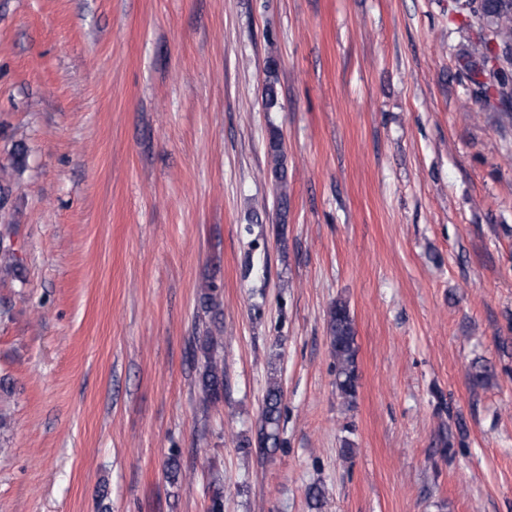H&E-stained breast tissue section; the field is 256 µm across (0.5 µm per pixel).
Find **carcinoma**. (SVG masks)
<instances>
[{
  "label": "carcinoma",
  "mask_w": 512,
  "mask_h": 512,
  "mask_svg": "<svg viewBox=\"0 0 512 512\" xmlns=\"http://www.w3.org/2000/svg\"><path fill=\"white\" fill-rule=\"evenodd\" d=\"M474 17L480 29L491 34L489 41L479 39L463 62L468 78L480 87V74L475 70V65L487 59L491 53L490 43L501 47L512 45V0H482ZM276 84V62L272 61L269 64V80L263 92L265 106L269 110H274L279 105ZM268 155L271 172L281 188L278 219L283 223L288 209L287 168L282 139L276 130L272 131L269 138ZM220 295L219 287L214 281L208 279L200 285L199 300L206 311L211 313V324L206 328L200 343V388L204 400L214 406L224 402V359L219 352L222 332L219 321L222 312ZM329 333L331 353L336 362V390L344 403L351 406L356 400L359 374L354 323L346 302L338 301L331 306ZM283 398L284 392L279 382H270L264 397L258 430V442L268 450L276 449L282 444L280 421Z\"/></svg>",
  "instance_id": "obj_1"
}]
</instances>
